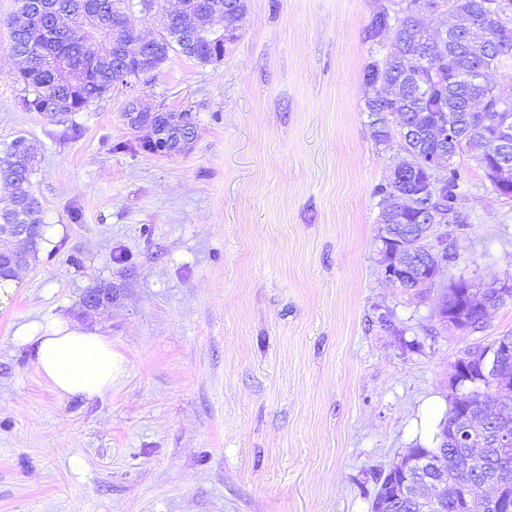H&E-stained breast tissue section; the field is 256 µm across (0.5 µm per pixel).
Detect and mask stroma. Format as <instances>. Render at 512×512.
<instances>
[{"label": "stroma", "mask_w": 512, "mask_h": 512, "mask_svg": "<svg viewBox=\"0 0 512 512\" xmlns=\"http://www.w3.org/2000/svg\"><path fill=\"white\" fill-rule=\"evenodd\" d=\"M382 2L248 0L222 60L170 55L59 141L20 105L0 0V151L39 147L47 241L0 301V512H370L451 363L512 331V304L479 333L435 315L449 278H512V200L467 156L457 266L424 294L384 277L373 189L401 147L374 141L362 81ZM132 93L192 109L189 148L116 151L145 137ZM100 283L111 304L84 308ZM60 314L111 341L110 391L60 397L13 345Z\"/></svg>", "instance_id": "obj_1"}]
</instances>
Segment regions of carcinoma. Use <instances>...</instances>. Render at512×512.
I'll return each mask as SVG.
<instances>
[{
	"label": "carcinoma",
	"instance_id": "1",
	"mask_svg": "<svg viewBox=\"0 0 512 512\" xmlns=\"http://www.w3.org/2000/svg\"><path fill=\"white\" fill-rule=\"evenodd\" d=\"M133 0H17L9 21L8 51L18 60L17 81L24 85L25 110L41 112L52 119L81 112L112 94L118 82L146 84L145 76L157 71L172 53L203 64L219 61L212 40L199 30L203 13H224L229 9L232 30L240 28L247 14L246 0H180L177 20L164 15V27L157 41L142 42L132 36L128 23ZM95 18L70 28L63 16L77 13ZM444 10L469 21L465 29L466 49L441 42L424 25L427 12ZM366 41L379 45L385 54L370 52L363 70L364 84L376 89L366 100L373 138L382 145L402 139L401 148L421 159L429 154L453 158L467 155L483 171L491 190L512 199V157L504 158L492 145L512 141V104L503 100L491 73L512 69V0H386L372 14L365 28ZM463 124V135L455 143L438 141L432 129L444 117ZM154 141L119 145L121 150H139L172 156L190 145L185 128L168 127ZM37 147L19 136L0 157V180L12 188L10 205L0 208L1 224H28L30 236L22 251L24 264L37 259L43 239L42 204L32 190L31 177ZM466 175L459 167L433 170L421 163L396 180L374 188L383 208L379 223L393 227L395 236L410 250L417 249L415 233L419 216L435 214L441 224L458 227L468 215L460 207ZM432 184L433 191L419 196L416 205L402 210L388 209L396 193L417 192ZM455 322H472L483 329L478 310L467 306L449 313ZM501 381L479 385L478 392L463 404L477 425L447 439L445 426L452 420L453 404L432 437L433 447L415 442L407 449L416 460L415 471L429 474L435 459L448 458L447 512H506L512 507V449L497 447L495 433L511 427L498 405L512 402V355L499 370ZM377 494L398 497L394 512H428L411 493L388 488L390 479L378 477Z\"/></svg>",
	"mask_w": 512,
	"mask_h": 512
}]
</instances>
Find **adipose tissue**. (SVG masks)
I'll use <instances>...</instances> for the list:
<instances>
[{"label": "adipose tissue", "mask_w": 512, "mask_h": 512, "mask_svg": "<svg viewBox=\"0 0 512 512\" xmlns=\"http://www.w3.org/2000/svg\"><path fill=\"white\" fill-rule=\"evenodd\" d=\"M12 343L33 349L38 370L60 396L91 398L112 388V344L98 330L56 315L19 325Z\"/></svg>", "instance_id": "ef3b65f1"}]
</instances>
